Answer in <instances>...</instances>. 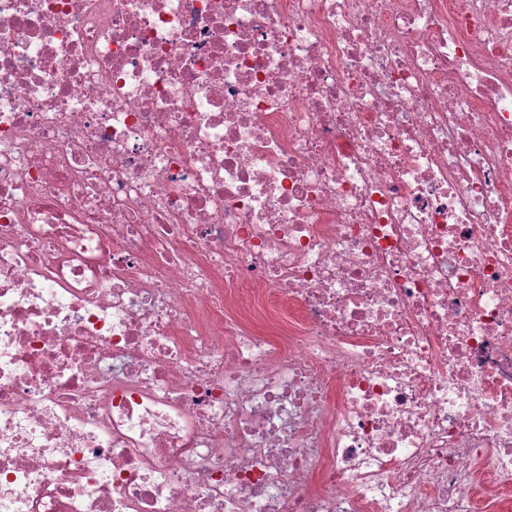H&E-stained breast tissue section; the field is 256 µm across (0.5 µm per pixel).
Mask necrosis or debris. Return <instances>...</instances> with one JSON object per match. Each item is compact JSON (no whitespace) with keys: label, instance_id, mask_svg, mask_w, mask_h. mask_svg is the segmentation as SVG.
<instances>
[{"label":"necrosis or debris","instance_id":"obj_1","mask_svg":"<svg viewBox=\"0 0 512 512\" xmlns=\"http://www.w3.org/2000/svg\"><path fill=\"white\" fill-rule=\"evenodd\" d=\"M512 0H0V512H506Z\"/></svg>","mask_w":512,"mask_h":512}]
</instances>
